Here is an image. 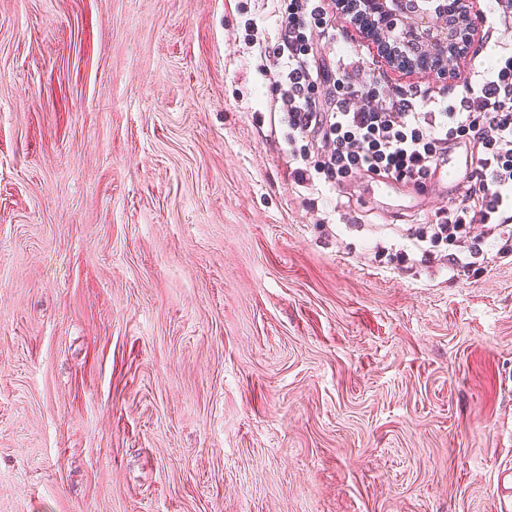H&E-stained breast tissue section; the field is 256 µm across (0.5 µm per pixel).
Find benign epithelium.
Returning a JSON list of instances; mask_svg holds the SVG:
<instances>
[{
    "mask_svg": "<svg viewBox=\"0 0 512 512\" xmlns=\"http://www.w3.org/2000/svg\"><path fill=\"white\" fill-rule=\"evenodd\" d=\"M353 3L354 24L384 66L440 78L456 70L480 38V0H339Z\"/></svg>",
    "mask_w": 512,
    "mask_h": 512,
    "instance_id": "7a95c632",
    "label": "benign epithelium"
}]
</instances>
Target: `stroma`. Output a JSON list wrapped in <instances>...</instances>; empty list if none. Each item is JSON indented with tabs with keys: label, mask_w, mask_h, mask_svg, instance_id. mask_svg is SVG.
Here are the masks:
<instances>
[{
	"label": "stroma",
	"mask_w": 512,
	"mask_h": 512,
	"mask_svg": "<svg viewBox=\"0 0 512 512\" xmlns=\"http://www.w3.org/2000/svg\"><path fill=\"white\" fill-rule=\"evenodd\" d=\"M253 22L259 42L248 45ZM274 0H0V512H496L512 260L298 183ZM378 68L376 99L452 95Z\"/></svg>",
	"instance_id": "1"
}]
</instances>
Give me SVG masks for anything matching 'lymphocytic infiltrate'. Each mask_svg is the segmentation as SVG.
I'll use <instances>...</instances> for the list:
<instances>
[{
  "mask_svg": "<svg viewBox=\"0 0 512 512\" xmlns=\"http://www.w3.org/2000/svg\"><path fill=\"white\" fill-rule=\"evenodd\" d=\"M336 0H278L280 44L273 62L283 88L288 144L323 142L324 165L337 181L377 174L425 183L458 147L470 152L474 169L459 197L429 224V238L448 245L457 268L486 263L487 239L500 240L499 255L512 254V51L492 57L487 68L458 86L454 100L414 93L376 101L350 83L364 59L339 67L345 96L321 92L326 63L309 34L319 28L336 38ZM484 231L471 235L472 225Z\"/></svg>",
  "mask_w": 512,
  "mask_h": 512,
  "instance_id": "obj_1",
  "label": "lymphocytic infiltrate"
}]
</instances>
